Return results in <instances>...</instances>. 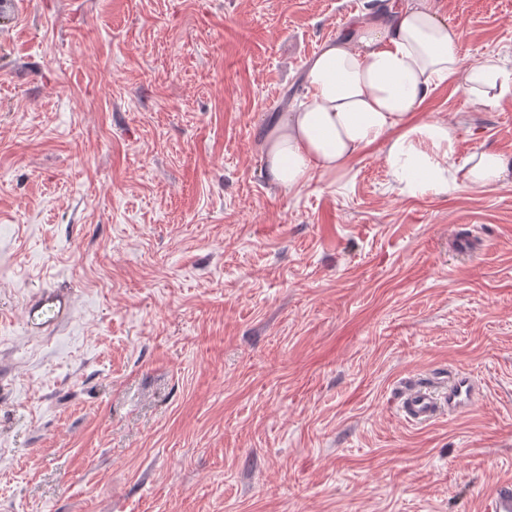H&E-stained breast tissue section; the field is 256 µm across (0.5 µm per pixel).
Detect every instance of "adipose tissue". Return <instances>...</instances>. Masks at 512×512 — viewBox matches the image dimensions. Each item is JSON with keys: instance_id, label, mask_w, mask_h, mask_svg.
Segmentation results:
<instances>
[{"instance_id": "ef3b65f1", "label": "adipose tissue", "mask_w": 512, "mask_h": 512, "mask_svg": "<svg viewBox=\"0 0 512 512\" xmlns=\"http://www.w3.org/2000/svg\"><path fill=\"white\" fill-rule=\"evenodd\" d=\"M461 41L435 0H389L380 14L356 16L309 62L302 101L276 116L262 143L267 181L290 192L314 174L344 173L379 144L394 182L411 195L511 183L512 158L486 148L453 163L456 125L420 116L434 90L457 75L482 107L512 95V71L500 59L462 67Z\"/></svg>"}]
</instances>
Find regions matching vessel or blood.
Segmentation results:
<instances>
[{"label": "vessel or blood", "mask_w": 512, "mask_h": 512, "mask_svg": "<svg viewBox=\"0 0 512 512\" xmlns=\"http://www.w3.org/2000/svg\"><path fill=\"white\" fill-rule=\"evenodd\" d=\"M476 394L471 380L464 375L449 378L448 389L442 393L421 381L409 380L400 389V409L408 421L427 423L445 409L452 413L466 411Z\"/></svg>", "instance_id": "1"}]
</instances>
